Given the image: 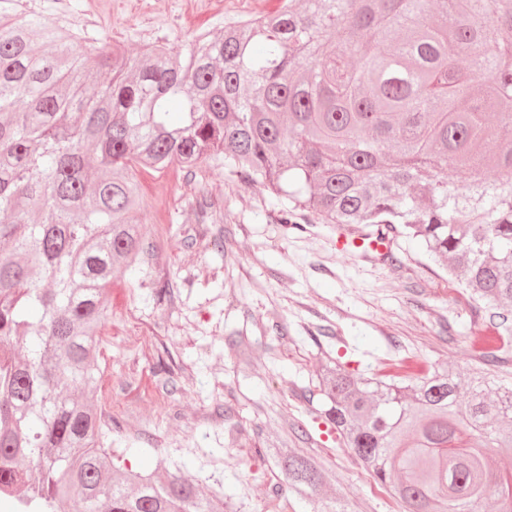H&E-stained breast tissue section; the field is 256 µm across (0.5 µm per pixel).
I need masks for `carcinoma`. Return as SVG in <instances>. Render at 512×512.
I'll return each mask as SVG.
<instances>
[{"mask_svg": "<svg viewBox=\"0 0 512 512\" xmlns=\"http://www.w3.org/2000/svg\"><path fill=\"white\" fill-rule=\"evenodd\" d=\"M285 0L185 48L107 41L75 56L44 19L0 20V499L18 512H224L172 462L134 472L98 410L97 345L112 275L142 264L139 170L205 161L268 188L284 224L311 212L353 232L417 241L512 336V0ZM489 75L487 79L479 74ZM370 130L365 139L362 132ZM425 154L430 168L400 159ZM466 177L459 186L448 168ZM328 422L403 512H512V387L437 369L406 383L320 374ZM315 512L331 471L276 448Z\"/></svg>", "mask_w": 512, "mask_h": 512, "instance_id": "carcinoma-1", "label": "carcinoma"}]
</instances>
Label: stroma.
<instances>
[{"label": "stroma", "instance_id": "35a3bbf8", "mask_svg": "<svg viewBox=\"0 0 512 512\" xmlns=\"http://www.w3.org/2000/svg\"><path fill=\"white\" fill-rule=\"evenodd\" d=\"M281 3L0 0V14L42 17L79 44L105 38L135 54L147 44L181 47ZM140 181L153 248L142 274L114 281L98 354L99 406L119 424L112 445L125 450L127 467L184 458L188 477L223 483L237 512H271L281 478L271 450L285 442L332 470L323 493L342 497L348 512H402L326 422L322 366L357 378L405 365L415 377L441 367L512 382V347L482 362L484 311L445 264L405 238L395 237L383 261L337 250L335 225L315 217L306 231H288L268 189L211 161ZM203 196L214 205L205 224L192 208ZM160 283L172 287L162 303Z\"/></svg>", "mask_w": 512, "mask_h": 512}]
</instances>
